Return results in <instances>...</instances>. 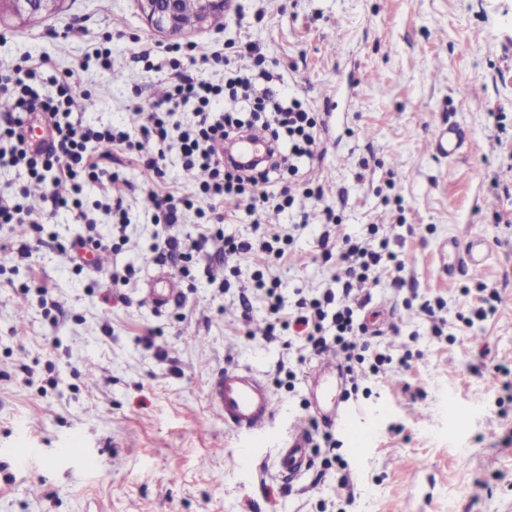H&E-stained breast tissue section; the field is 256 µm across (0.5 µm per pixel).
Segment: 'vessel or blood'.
<instances>
[{
  "mask_svg": "<svg viewBox=\"0 0 512 512\" xmlns=\"http://www.w3.org/2000/svg\"><path fill=\"white\" fill-rule=\"evenodd\" d=\"M463 143V130L451 125L437 133L431 148L435 153L452 157ZM483 250V241L471 239L454 247L453 254L456 262L477 273L485 267ZM148 296L158 308L175 300L177 292L172 277L161 275ZM211 395L214 408L224 416L225 426L237 433H263L273 415L274 400L269 386L249 368L231 367L219 372L211 384ZM309 462L306 432L304 428H295L287 447L278 451L279 471L285 478H297L307 470Z\"/></svg>",
  "mask_w": 512,
  "mask_h": 512,
  "instance_id": "vessel-or-blood-1",
  "label": "vessel or blood"
}]
</instances>
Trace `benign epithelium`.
<instances>
[{"label":"benign epithelium","instance_id":"obj_1","mask_svg":"<svg viewBox=\"0 0 512 512\" xmlns=\"http://www.w3.org/2000/svg\"><path fill=\"white\" fill-rule=\"evenodd\" d=\"M138 9L156 33L186 37L205 30L216 12H224L230 0H199L198 12L184 19L183 0H136ZM61 0H0V23L15 22L20 26L36 23L60 7Z\"/></svg>","mask_w":512,"mask_h":512}]
</instances>
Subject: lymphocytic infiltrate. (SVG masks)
I'll use <instances>...</instances> for the list:
<instances>
[{
	"label": "lymphocytic infiltrate",
	"mask_w": 512,
	"mask_h": 512,
	"mask_svg": "<svg viewBox=\"0 0 512 512\" xmlns=\"http://www.w3.org/2000/svg\"><path fill=\"white\" fill-rule=\"evenodd\" d=\"M239 56L249 58L248 71H233L221 46L207 48L202 55L191 48L170 45L159 53L160 59L175 72L166 96L153 102L148 110L138 111V134L130 136L123 128L93 126L75 119L71 105L81 93L77 71L46 76L42 65L16 64L0 68V168L26 170L28 179L45 186L38 199H31L26 185L17 186L9 195L0 194V224L29 225L32 236L23 245L24 256H32L44 243V220L61 210H82L80 195L84 186L104 185L119 177L113 169L115 151H122L128 165L147 174L154 184L151 197L154 219L164 236L165 245L179 249L174 230L185 211L207 210L210 222L204 225L192 248L202 251L216 244L225 257L237 258L260 250L284 259L294 241L293 234H280L273 225L262 223L267 211L292 208L295 197L290 185L303 180L301 168L320 158V123L317 113L308 110L299 97H289L275 88V76L260 47L253 42L241 44ZM209 63L225 72L224 81L212 82L193 72L196 62ZM56 85L55 96L40 92L44 79ZM225 100L216 110V100ZM192 107L194 120L185 124L181 110ZM42 114L51 133L47 149L34 150L24 136V126L34 114ZM263 134L271 146L267 159L243 167L226 160L224 146L244 131ZM177 147L187 172L206 171L207 180L192 183L189 191L165 189L164 147ZM68 183L71 195L57 193L59 183ZM245 208L255 216V236L236 239L225 235L222 224L228 207ZM376 242L343 237L338 249H330L329 235H322L324 256H337L338 271L330 287L299 296L285 303L277 277L256 272L252 284L242 285L239 302L243 315H250L253 299L268 307L266 340L288 333L289 348L297 362L329 348L342 355L341 369L350 385H357L362 373L377 375L392 366L408 367V356L393 357L377 345L364 340L365 327L357 311L336 303L337 295L362 294L380 272L398 266L399 260L389 248L388 236L378 227H370Z\"/></svg>",
	"instance_id": "obj_1"
}]
</instances>
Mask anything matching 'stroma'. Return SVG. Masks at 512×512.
<instances>
[{
    "label": "stroma",
    "mask_w": 512,
    "mask_h": 512,
    "mask_svg": "<svg viewBox=\"0 0 512 512\" xmlns=\"http://www.w3.org/2000/svg\"><path fill=\"white\" fill-rule=\"evenodd\" d=\"M107 36L112 71L80 70L97 108L77 118L131 131L134 107L149 108L172 76L136 59L166 39L135 0H63L41 22L0 24V66L45 58L59 74L80 69ZM188 41L260 43L283 89L320 114L325 155L310 176L341 218L336 236L386 226L404 262L380 277L359 317L393 355L412 352L411 367L372 382L367 399H344L336 377L352 426L336 433L347 487L333 469L317 482L279 476L295 421L315 418L301 401L317 362L296 367L294 390L275 387L288 350L264 340L263 303L242 320L237 287L266 268L289 302L296 289L327 287L336 265L320 256V224L296 233L274 265L253 252L230 269L211 246L187 263L155 236L151 180L123 167L108 192L125 201L127 240L100 272H76L63 249L86 232L74 212L49 219L30 261L19 251L28 226L0 228V512H512V394L497 371L512 369V197L491 187L512 183V136L490 119L512 114V0H231L223 28ZM472 84L480 99L464 96ZM451 122L470 139L448 160L431 140ZM473 236L488 245L485 269L443 273L449 241ZM128 267L130 281L113 285L112 271ZM161 272L178 295L158 310L147 288ZM479 281L500 299L469 325ZM439 298L446 339L420 312ZM229 366L273 385L266 434L236 433L211 407L209 384ZM416 389L425 398H412ZM247 445L258 454L244 468L237 450Z\"/></svg>",
    "instance_id": "stroma-1"
}]
</instances>
